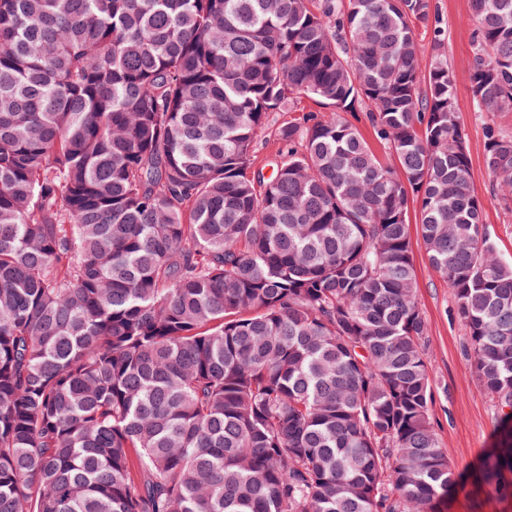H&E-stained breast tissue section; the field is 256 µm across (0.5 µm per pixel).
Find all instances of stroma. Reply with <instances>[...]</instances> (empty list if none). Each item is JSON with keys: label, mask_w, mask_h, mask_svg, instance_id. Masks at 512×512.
Segmentation results:
<instances>
[{"label": "stroma", "mask_w": 512, "mask_h": 512, "mask_svg": "<svg viewBox=\"0 0 512 512\" xmlns=\"http://www.w3.org/2000/svg\"><path fill=\"white\" fill-rule=\"evenodd\" d=\"M430 15L446 31L448 60L456 75L460 122L465 130L474 190L484 203V221L501 257L512 260V212L488 192L484 164V121L470 98L471 42L469 0H430ZM417 300L427 324V362L438 393L433 408L436 431L455 467L456 484L436 512H512V492L499 493L485 484V459L512 422L501 419L471 369L465 331L451 289L429 266L419 249L420 227L410 224Z\"/></svg>", "instance_id": "stroma-1"}]
</instances>
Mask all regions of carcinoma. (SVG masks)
I'll return each instance as SVG.
<instances>
[{
	"label": "carcinoma",
	"instance_id": "1",
	"mask_svg": "<svg viewBox=\"0 0 512 512\" xmlns=\"http://www.w3.org/2000/svg\"><path fill=\"white\" fill-rule=\"evenodd\" d=\"M430 0H0V512H433L409 207L512 409ZM489 192L512 206V0H470ZM320 110L301 111V99ZM272 172L254 166L269 114ZM363 112L395 165L343 114ZM512 470V442L485 471Z\"/></svg>",
	"mask_w": 512,
	"mask_h": 512
}]
</instances>
